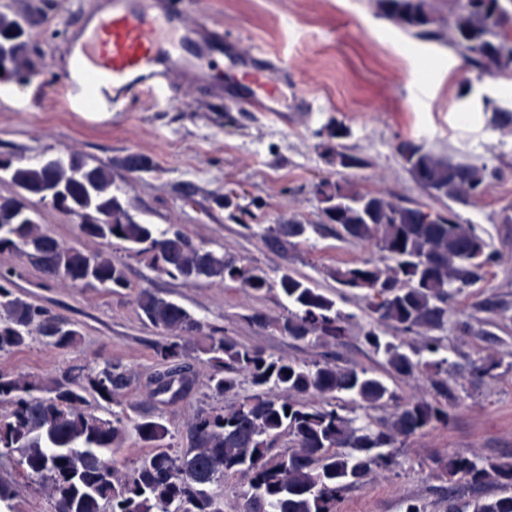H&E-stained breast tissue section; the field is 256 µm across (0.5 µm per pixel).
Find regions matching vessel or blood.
<instances>
[{"label":"vessel or blood","mask_w":512,"mask_h":512,"mask_svg":"<svg viewBox=\"0 0 512 512\" xmlns=\"http://www.w3.org/2000/svg\"><path fill=\"white\" fill-rule=\"evenodd\" d=\"M185 0H101L71 28V67L59 82L66 102L104 120L150 94L180 100L187 87L202 92L234 86L246 75L257 92L243 106L280 109L285 77L269 64L240 56L223 26L189 21Z\"/></svg>","instance_id":"b4317fda"}]
</instances>
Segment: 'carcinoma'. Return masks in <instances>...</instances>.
Instances as JSON below:
<instances>
[{"mask_svg":"<svg viewBox=\"0 0 512 512\" xmlns=\"http://www.w3.org/2000/svg\"><path fill=\"white\" fill-rule=\"evenodd\" d=\"M380 17L406 34L447 45L479 75L512 82V0H373ZM29 22L0 13V81L28 78ZM512 134V107L489 119ZM320 156L331 175L315 183L318 220L295 216L275 224H245L272 251L288 257L317 226H332L350 244H371L379 257L327 276L345 293L362 291L370 317L365 343L384 357L392 379L425 371L427 396L402 400L388 383L365 368L335 362L308 364L274 357L202 325L182 305L148 287L132 286L124 264L101 253L65 248L38 225L35 205L68 215L79 236L119 245L145 256L153 272L187 286L203 280L234 284L256 298L276 289L288 314L259 311L255 326L273 328L299 341L334 345L348 335L347 315L336 294L290 269L278 281L249 262L205 246L180 229L161 230L131 213L126 194L112 188V169L131 178L152 169L143 155L127 154L90 163L69 153L35 165L0 155V178L14 191L0 195V253H16L44 275L81 288H104L134 298L143 322L160 334L156 369L147 389L155 403L186 399L198 383L193 363L207 369L208 397L220 405L196 410L186 426L187 447L174 448L178 433L163 415L136 419L112 410L133 389L134 373L122 362L99 367L71 365L45 376L0 369V456H13L45 485L51 512H224L215 491L228 479L242 481L238 512H336L342 493L371 483L378 472L400 466L396 448L450 419L448 357L444 333L474 334L469 317L452 307L455 297L484 280L501 254L478 226L452 205L479 201L502 170L454 151L437 152L420 139L396 146L403 169L434 201L426 203L358 188L350 179L370 167L364 154L345 144L351 129L330 121L318 131ZM423 334L416 358L385 339L382 328ZM77 324L52 314L18 293L9 273H0V353L38 340L68 352L79 344ZM290 374H285V371ZM365 411L350 417L344 398ZM106 411L97 415L91 403ZM387 410L384 416L371 412ZM288 445L279 448L283 438ZM146 452L131 468L114 455L131 439ZM429 476L444 484L479 488L496 482L503 492L455 503L450 512H512V463L492 458L438 455ZM15 491L0 483V512H17Z\"/></svg>","mask_w":512,"mask_h":512,"instance_id":"cac0c4a2","label":"carcinoma"}]
</instances>
